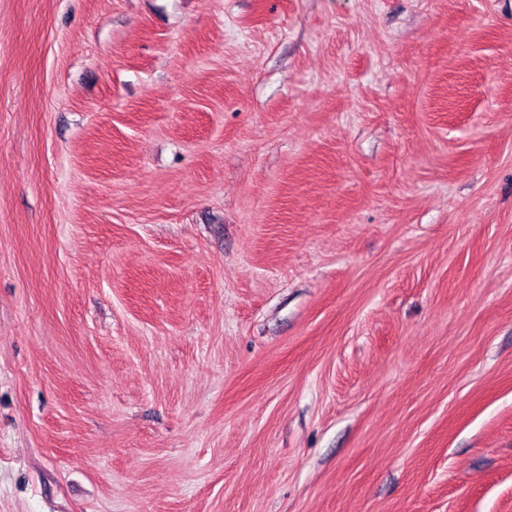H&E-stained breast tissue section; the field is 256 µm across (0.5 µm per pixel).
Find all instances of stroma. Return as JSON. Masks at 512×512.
I'll list each match as a JSON object with an SVG mask.
<instances>
[{
    "mask_svg": "<svg viewBox=\"0 0 512 512\" xmlns=\"http://www.w3.org/2000/svg\"><path fill=\"white\" fill-rule=\"evenodd\" d=\"M0 512H512V0H0Z\"/></svg>",
    "mask_w": 512,
    "mask_h": 512,
    "instance_id": "1",
    "label": "stroma"
}]
</instances>
